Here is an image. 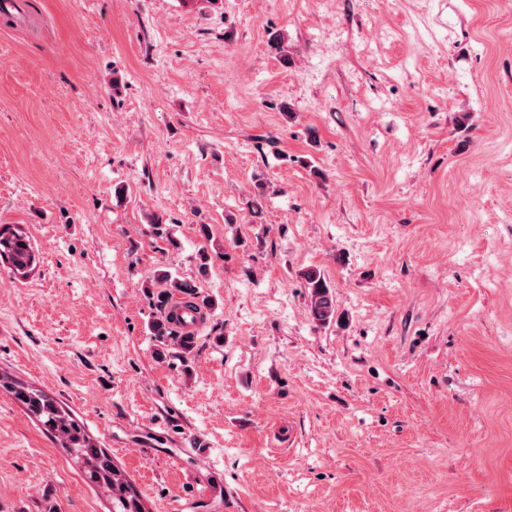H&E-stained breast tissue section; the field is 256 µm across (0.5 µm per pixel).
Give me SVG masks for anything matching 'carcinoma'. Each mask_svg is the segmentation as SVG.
Wrapping results in <instances>:
<instances>
[{"mask_svg":"<svg viewBox=\"0 0 512 512\" xmlns=\"http://www.w3.org/2000/svg\"><path fill=\"white\" fill-rule=\"evenodd\" d=\"M3 258L11 269L35 265L33 246L22 229L9 225L0 229V260ZM302 277L309 289L313 320L320 325L332 321L336 315V300L324 274L319 268L310 267ZM153 283L161 287L156 293L160 317L151 323V335L161 346L176 350V356L187 364L198 353L199 345L196 333L186 330V318L196 320V315L213 308L214 301L196 282L181 279L167 269L158 270L153 275ZM1 390L10 394L59 441L61 447L84 464L85 480L110 496L112 512H147L141 496L125 473L88 437L83 424L68 410L48 394L3 375H0Z\"/></svg>","mask_w":512,"mask_h":512,"instance_id":"cac0c4a2","label":"carcinoma"}]
</instances>
